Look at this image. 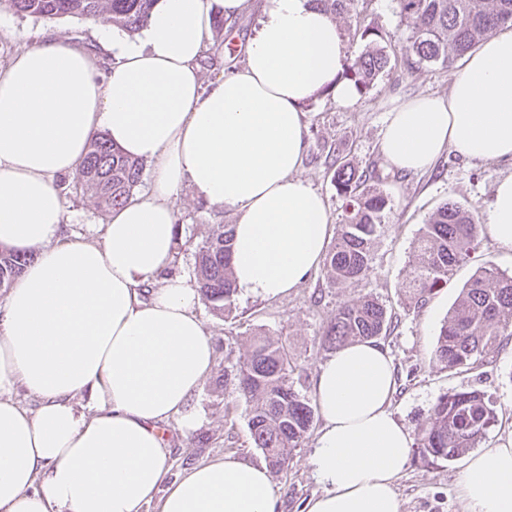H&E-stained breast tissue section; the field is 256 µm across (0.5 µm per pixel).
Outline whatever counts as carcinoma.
Returning <instances> with one entry per match:
<instances>
[{
	"mask_svg": "<svg viewBox=\"0 0 512 512\" xmlns=\"http://www.w3.org/2000/svg\"><path fill=\"white\" fill-rule=\"evenodd\" d=\"M155 0H0V8L36 19L78 18L112 25L132 35L141 30ZM332 18L345 17L351 0H315ZM401 19L411 26L403 46L408 69L424 63L452 67L490 34L512 24V0H396ZM362 52L345 64L362 93L388 69L390 57L379 32L365 26ZM346 201L347 221L327 253L324 267L332 288L366 278L372 271V243L391 199L369 185L367 175L334 157L327 162ZM144 162L114 148L100 132L78 169V185L97 206L112 211L125 205L140 184ZM481 224L474 212L444 201L415 239L410 298L425 304L448 283L454 267L474 249ZM232 225L224 224L196 246L194 276L201 300L222 316L233 312ZM34 259L0 245V291L5 293ZM394 330L393 316L378 298L365 294L339 306L327 321L322 340L331 349L380 339ZM512 335V276L492 267L476 270L448 311L434 346L436 359L450 370H471L502 336ZM295 366L281 340L253 336L238 354L224 347V391L245 401L250 439L268 467L279 473L306 438L315 415L310 400L295 389ZM496 411L485 392L472 389L438 397L426 424L418 428L412 451L424 458L453 461L476 447L495 425Z\"/></svg>",
	"mask_w": 512,
	"mask_h": 512,
	"instance_id": "cac0c4a2",
	"label": "carcinoma"
}]
</instances>
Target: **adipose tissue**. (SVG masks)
<instances>
[{
	"instance_id": "1",
	"label": "adipose tissue",
	"mask_w": 512,
	"mask_h": 512,
	"mask_svg": "<svg viewBox=\"0 0 512 512\" xmlns=\"http://www.w3.org/2000/svg\"><path fill=\"white\" fill-rule=\"evenodd\" d=\"M254 7L156 0L138 42L103 31L91 53L48 35L0 71V245L34 254L0 304V512H140L155 498L160 512H275L269 468L231 454L163 487L159 432L194 429L190 397L215 363L196 287L162 276L183 186L234 210L232 268L245 295H288L331 234L323 197L297 174L300 106L327 91L352 103L353 86L338 79L344 38L315 0H265L242 66L204 84L217 14ZM99 132L149 162L151 184L85 242L64 232L57 179L77 171ZM447 150L512 160V29L467 55L447 96L391 109L380 141L391 167L423 171ZM486 231L512 253V175L495 186ZM19 386L36 411L13 399ZM395 386L373 340L320 364L310 465L323 490L304 512H401L412 436L390 409ZM86 391L94 403L76 412ZM458 489L465 512H512V433L470 457Z\"/></svg>"
}]
</instances>
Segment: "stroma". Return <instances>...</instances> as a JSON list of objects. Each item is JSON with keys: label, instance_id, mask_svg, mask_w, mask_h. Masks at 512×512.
I'll use <instances>...</instances> for the list:
<instances>
[{"label": "stroma", "instance_id": "1", "mask_svg": "<svg viewBox=\"0 0 512 512\" xmlns=\"http://www.w3.org/2000/svg\"><path fill=\"white\" fill-rule=\"evenodd\" d=\"M352 10L361 25L379 29L391 68L366 94L357 96L353 106L336 104L329 93L303 104L307 128L298 174L324 197L335 226L343 222L344 202L326 168L327 154L370 174L371 184L389 195L391 209L373 242L371 274L351 286L332 288L324 269L319 268L283 298L268 301L239 294L230 317L217 315L205 304L198 313L216 345L231 337L236 341L237 351L243 352L259 332L285 340L296 367L295 386L309 396L318 366L330 355L321 343L324 325L340 304L364 294L373 295L392 310L398 321L394 331L381 341L397 372L392 410L398 420L410 431H417L440 395L477 388L491 396L497 409L498 421L482 441L488 447L512 426V336L501 337L496 351L469 371L448 370L435 359L433 350L449 308L473 272L491 266L512 275V255L502 253L490 237H483L476 253L460 262L447 285L436 289L420 307L409 299L403 285L412 271V243L435 209L450 198L475 211L479 220H486L495 184L512 174V164L483 163L447 153L423 173L388 170L378 144L390 109L403 99L447 95L463 65L458 62L444 69L423 64L407 69L402 45L410 29L402 24L395 0H355ZM260 16V11H252L232 21L230 32H213L201 60L204 82L216 80L222 70L241 65L243 54L239 46L253 34ZM47 31L88 51L95 46L88 20L35 19L4 9L0 11V70H5L19 52L34 46ZM66 182V230L89 241L99 239L109 215L100 211L89 194L77 189L76 176H67ZM177 217L185 243L179 247L170 272L190 278L194 275L196 244L217 225L235 223L236 216L233 209L203 202L186 188L177 201ZM223 368V356H216L211 373L191 399L198 415L196 428L184 433L177 424L168 426L166 482L227 454L250 463H263L261 450L253 447L249 437L244 402L225 394L218 383ZM314 441V435H307L294 451L287 469L273 478L279 512H301L305 501L322 490L308 462ZM465 465L462 457L448 462L411 455L397 482L402 512H463L457 484Z\"/></svg>", "mask_w": 512, "mask_h": 512}]
</instances>
